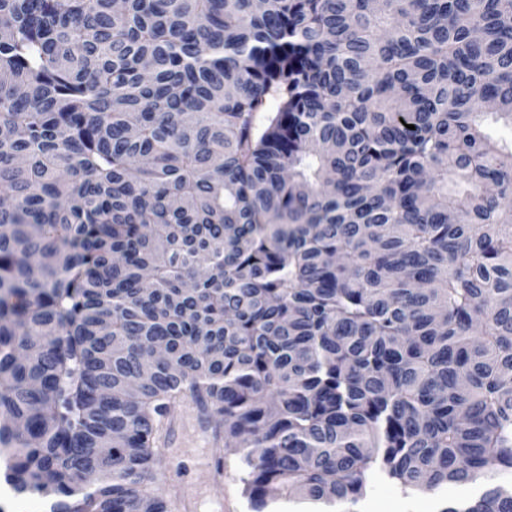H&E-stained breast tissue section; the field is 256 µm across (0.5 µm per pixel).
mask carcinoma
<instances>
[{
  "instance_id": "1",
  "label": "carcinoma",
  "mask_w": 512,
  "mask_h": 512,
  "mask_svg": "<svg viewBox=\"0 0 512 512\" xmlns=\"http://www.w3.org/2000/svg\"><path fill=\"white\" fill-rule=\"evenodd\" d=\"M512 0H0V474L172 512H512ZM415 129H409V126ZM173 417V420L184 421L183 427L174 425L176 438H170L168 441L167 485L171 495L176 488L183 495L178 498V511L175 506L174 512H198L196 498L205 502L221 497L224 499L216 501L213 512H248L240 494L237 455L229 449H224L222 442H215L211 427L201 422L192 403L182 404ZM198 424L206 427L209 434L203 432ZM195 431L207 438L208 442L200 444L196 440ZM202 454L210 457L208 468L199 465L198 458ZM218 460L223 462L224 471L221 473L216 469ZM471 487H448L437 495L405 496L394 483L377 485L361 504L363 512H438L448 501L472 494Z\"/></svg>"
}]
</instances>
